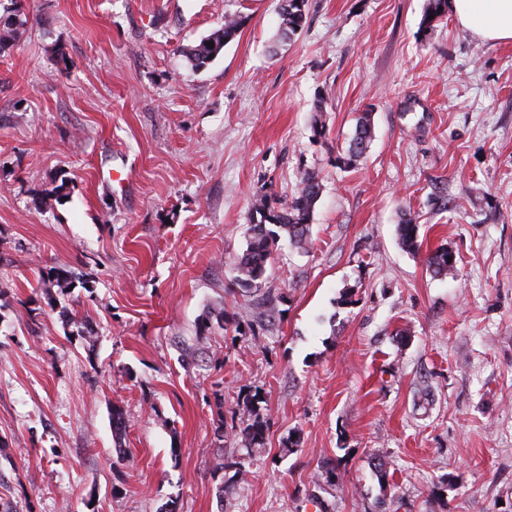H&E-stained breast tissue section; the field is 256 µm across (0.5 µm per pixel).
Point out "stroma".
Masks as SVG:
<instances>
[{"instance_id": "obj_1", "label": "stroma", "mask_w": 512, "mask_h": 512, "mask_svg": "<svg viewBox=\"0 0 512 512\" xmlns=\"http://www.w3.org/2000/svg\"><path fill=\"white\" fill-rule=\"evenodd\" d=\"M426 4L308 0L281 42L278 0H0L27 20L0 50V512H512V43L450 12L422 30ZM228 14L193 68L183 48ZM367 109L375 138L341 166ZM309 171L308 252L280 244L240 294L254 199ZM439 247L455 277L428 269ZM50 266L89 288L49 302ZM256 387L266 445L221 499L217 458L244 449L216 428ZM241 20L237 16H225L224 27L217 30L210 36L203 38L198 44L183 48V56L194 67H201L214 60L224 50V46L231 41L238 33ZM206 42H213L214 47L210 48ZM417 218L411 212L403 213L399 220L398 230L401 245L408 251L418 253L421 249V244L418 241V227Z\"/></svg>"}]
</instances>
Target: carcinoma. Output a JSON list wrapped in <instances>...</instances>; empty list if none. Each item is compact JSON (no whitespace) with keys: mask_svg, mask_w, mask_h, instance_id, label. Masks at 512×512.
Wrapping results in <instances>:
<instances>
[{"mask_svg":"<svg viewBox=\"0 0 512 512\" xmlns=\"http://www.w3.org/2000/svg\"><path fill=\"white\" fill-rule=\"evenodd\" d=\"M448 7V0H428L421 26H432L433 19L439 18ZM280 24L279 39L290 41L299 35L307 21V0H288V8H279ZM20 22L12 17L0 16V50L8 46L17 36V26ZM241 20L237 16L224 17V27L199 43L182 50L183 56L195 67H201L214 60L224 50V46L238 33ZM213 43L214 47L207 46ZM374 138L372 113L364 112L355 119L354 132L345 143L344 153L337 160L346 167H351L363 158ZM321 194V183L318 174L307 172L302 177L299 187L289 199L282 201L274 195H263L257 198L251 207L250 224H248V239L246 250L238 258L235 267L236 286L244 292L258 288L268 269L273 251L279 242L288 241L292 247L305 251L311 240V226L316 203ZM401 245L408 251L417 253L421 249L418 241L417 218L411 213H404L398 224ZM425 261L434 275L446 277L456 275V260L454 255L445 248H437L429 252ZM44 292L49 299L54 295L68 296L78 286L86 287V282L80 280L73 271L53 266L42 279ZM263 397L259 392L248 396L241 410L236 414L238 435L244 442L247 454L264 446L268 431L267 416L262 411ZM112 438L115 445L117 461H122V439L126 433V421L122 408L112 406ZM216 469L231 472V475L221 486L219 497L232 491L242 484L247 476V470L241 462L234 459L220 458Z\"/></svg>","mask_w":512,"mask_h":512,"instance_id":"1","label":"carcinoma"}]
</instances>
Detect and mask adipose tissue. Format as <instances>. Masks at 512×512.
<instances>
[{"instance_id": "adipose-tissue-1", "label": "adipose tissue", "mask_w": 512, "mask_h": 512, "mask_svg": "<svg viewBox=\"0 0 512 512\" xmlns=\"http://www.w3.org/2000/svg\"><path fill=\"white\" fill-rule=\"evenodd\" d=\"M460 25L489 42H512V0H452Z\"/></svg>"}]
</instances>
